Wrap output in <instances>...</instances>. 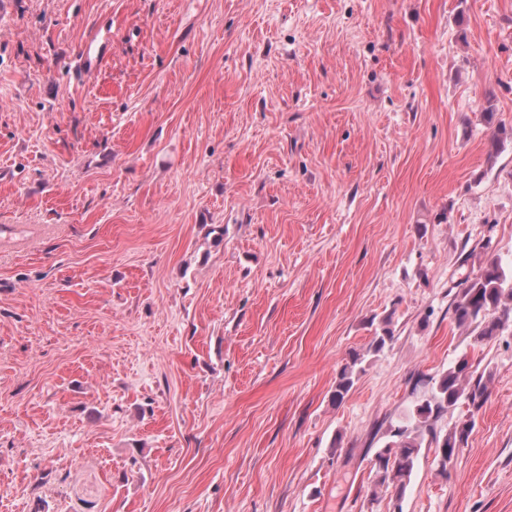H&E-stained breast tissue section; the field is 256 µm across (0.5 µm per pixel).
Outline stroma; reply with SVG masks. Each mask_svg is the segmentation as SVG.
I'll list each match as a JSON object with an SVG mask.
<instances>
[{
  "mask_svg": "<svg viewBox=\"0 0 512 512\" xmlns=\"http://www.w3.org/2000/svg\"><path fill=\"white\" fill-rule=\"evenodd\" d=\"M490 106L512 0H0V512H512V319L453 316L512 271ZM463 356L467 446L371 499ZM507 275L497 257L488 258L479 274L466 275L454 301V319L460 326L472 327L474 342L489 341L498 335L512 314L511 286L505 288ZM510 300L506 304L505 300ZM362 358L360 354L354 352L350 355L349 362H347L339 371L336 379V387L332 394V399L336 405L341 404L354 385V371L356 365L361 363Z\"/></svg>",
  "mask_w": 512,
  "mask_h": 512,
  "instance_id": "1",
  "label": "stroma"
}]
</instances>
